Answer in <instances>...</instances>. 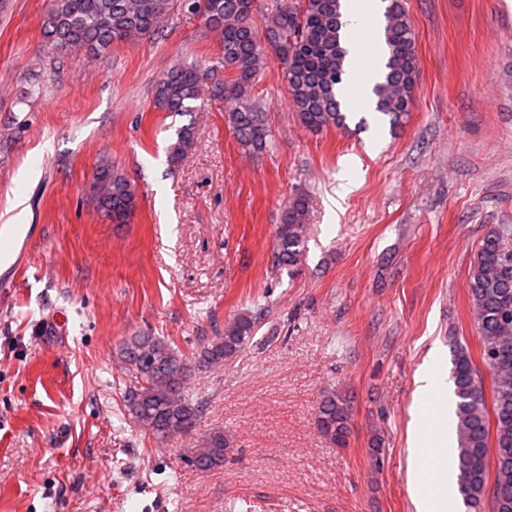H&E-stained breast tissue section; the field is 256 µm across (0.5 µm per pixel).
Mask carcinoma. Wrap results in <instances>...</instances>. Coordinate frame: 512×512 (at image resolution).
Segmentation results:
<instances>
[{
	"label": "carcinoma",
	"mask_w": 512,
	"mask_h": 512,
	"mask_svg": "<svg viewBox=\"0 0 512 512\" xmlns=\"http://www.w3.org/2000/svg\"><path fill=\"white\" fill-rule=\"evenodd\" d=\"M385 43L389 58L383 80L375 83L376 111L398 127L413 104L419 81L416 38L406 11V0H385ZM254 0H186L203 7L209 28L220 33L224 79L206 74L195 63L181 62L156 82L154 107L174 113L192 111L203 87L214 82L229 104L225 120L240 145L255 151L270 141L266 114L252 96L254 80L268 53L278 56L293 108L311 132L346 126L347 115L336 99L343 81L345 51L340 44L341 0H292L274 15L259 34ZM175 0H48L42 23L45 46L56 54L88 47L105 50L116 42L153 32L171 16ZM194 125L178 128L169 147V161H180L194 146ZM93 199L114 224H125L136 207L128 178L110 165L96 171ZM308 200L293 198L285 206L276 230L274 260L296 266L305 248ZM469 297L480 346V359L491 374L492 409L477 376L471 353L458 349L452 381L456 404V462L458 488L472 512L490 502L492 512H512V250L503 237L488 232L470 270ZM256 318L239 314L224 326V335L207 341L189 358L167 341L134 336L122 350L125 368L142 380L129 392L130 414L159 438L192 427L199 405L185 387L200 367L227 361L252 338ZM352 400L340 391L329 392L320 403L317 427L339 448L347 446L352 430ZM224 431L214 430L193 449L191 465L207 472L224 465ZM495 455L490 473L489 453Z\"/></svg>",
	"instance_id": "1"
}]
</instances>
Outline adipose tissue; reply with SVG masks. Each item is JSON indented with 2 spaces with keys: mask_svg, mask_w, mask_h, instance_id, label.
I'll return each mask as SVG.
<instances>
[{
  "mask_svg": "<svg viewBox=\"0 0 512 512\" xmlns=\"http://www.w3.org/2000/svg\"><path fill=\"white\" fill-rule=\"evenodd\" d=\"M385 5L383 0H345V27L341 42L346 48L349 80L339 90L346 107L371 112L376 99L372 93L381 65L388 53L384 41ZM416 397L422 409L409 436L416 475L417 512H447L452 491V451L448 437L454 419L448 402V384L435 362H428L416 373Z\"/></svg>",
  "mask_w": 512,
  "mask_h": 512,
  "instance_id": "adipose-tissue-1",
  "label": "adipose tissue"
}]
</instances>
